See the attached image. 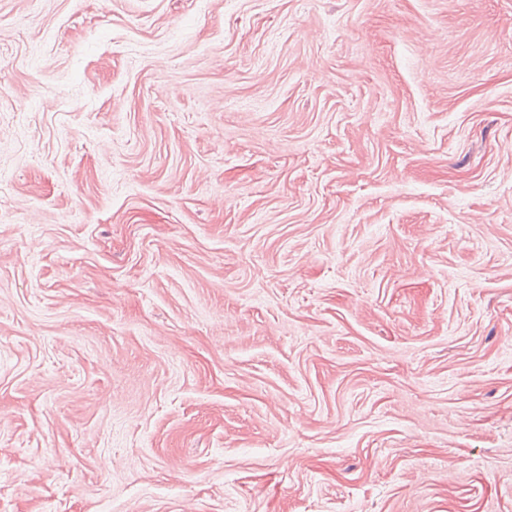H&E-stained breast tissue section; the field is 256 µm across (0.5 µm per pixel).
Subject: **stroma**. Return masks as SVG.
Masks as SVG:
<instances>
[{"label": "stroma", "mask_w": 512, "mask_h": 512, "mask_svg": "<svg viewBox=\"0 0 512 512\" xmlns=\"http://www.w3.org/2000/svg\"><path fill=\"white\" fill-rule=\"evenodd\" d=\"M0 512H512V0H0Z\"/></svg>", "instance_id": "stroma-1"}]
</instances>
